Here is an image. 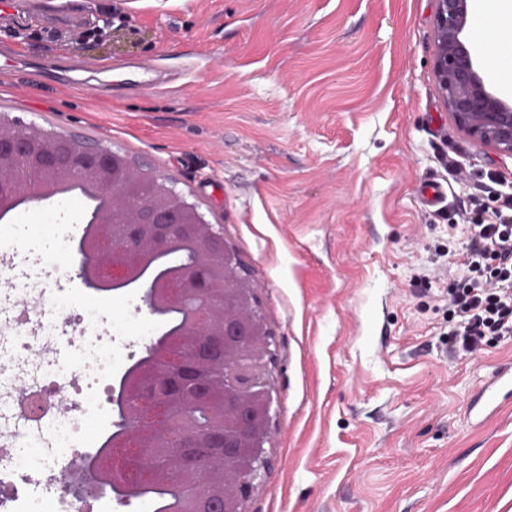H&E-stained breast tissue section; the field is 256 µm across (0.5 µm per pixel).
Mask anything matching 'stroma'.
<instances>
[{
	"label": "stroma",
	"mask_w": 512,
	"mask_h": 512,
	"mask_svg": "<svg viewBox=\"0 0 512 512\" xmlns=\"http://www.w3.org/2000/svg\"><path fill=\"white\" fill-rule=\"evenodd\" d=\"M81 27L129 17L100 42L41 21L0 33V104L22 121L120 149L171 177L224 227L272 335L277 397L269 468L245 512H512V411L483 427L468 408L512 340L448 353V287L488 174L512 192V158L470 141L433 75L435 0H44ZM61 57L137 60L199 75L159 91L121 71L37 73ZM447 199L425 205L421 183ZM80 197L15 211V265L0 264V343L41 291L56 234L78 241ZM66 294L132 330L161 324L141 288Z\"/></svg>",
	"instance_id": "stroma-1"
}]
</instances>
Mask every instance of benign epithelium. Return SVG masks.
Segmentation results:
<instances>
[{
  "label": "benign epithelium",
  "instance_id": "1",
  "mask_svg": "<svg viewBox=\"0 0 512 512\" xmlns=\"http://www.w3.org/2000/svg\"><path fill=\"white\" fill-rule=\"evenodd\" d=\"M468 0H436L434 75L444 105L477 145L512 157V101L480 74L465 38ZM92 192L77 245L79 277L112 292L140 282L151 315L179 322L152 340L112 386L111 405L123 428L85 453L83 479L66 483L75 501L105 498L121 505L164 487L174 465L187 476L206 465L187 422L214 389L205 367L224 352V396L208 411L209 432L224 449V490L208 492L200 512H244L243 501L266 469L264 442L274 404L265 373L271 337L257 309L255 286L238 272L224 228L209 224L171 178L150 169L131 173L119 151L81 143L0 113V221L19 207ZM175 250L188 261L174 275L161 268Z\"/></svg>",
  "mask_w": 512,
  "mask_h": 512
}]
</instances>
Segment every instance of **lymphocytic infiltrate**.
<instances>
[{
    "label": "lymphocytic infiltrate",
    "mask_w": 512,
    "mask_h": 512,
    "mask_svg": "<svg viewBox=\"0 0 512 512\" xmlns=\"http://www.w3.org/2000/svg\"><path fill=\"white\" fill-rule=\"evenodd\" d=\"M469 229L466 274L448 290V350L472 355L512 339V196Z\"/></svg>",
    "instance_id": "lymphocytic-infiltrate-1"
}]
</instances>
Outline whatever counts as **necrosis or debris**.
I'll list each match as a JSON object with an SVG mask.
<instances>
[{"mask_svg":"<svg viewBox=\"0 0 512 512\" xmlns=\"http://www.w3.org/2000/svg\"><path fill=\"white\" fill-rule=\"evenodd\" d=\"M63 319L25 315L15 318L11 355L25 365L22 375L0 377V427L12 429L8 443L0 445V478L19 471H38L47 479L77 470L79 456L73 446L85 415L98 403V384L106 380L126 356L120 327L88 304L68 303ZM40 359L27 365L31 349ZM43 393L47 408L29 413L17 396Z\"/></svg>","mask_w":512,"mask_h":512,"instance_id":"1","label":"necrosis or debris"}]
</instances>
